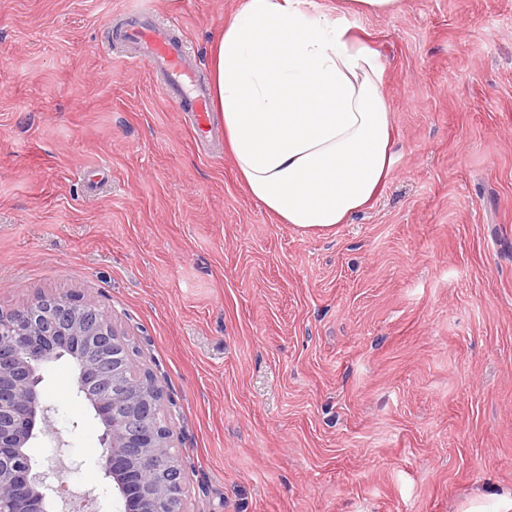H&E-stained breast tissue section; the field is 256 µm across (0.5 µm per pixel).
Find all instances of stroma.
Wrapping results in <instances>:
<instances>
[{
    "label": "stroma",
    "instance_id": "obj_1",
    "mask_svg": "<svg viewBox=\"0 0 512 512\" xmlns=\"http://www.w3.org/2000/svg\"><path fill=\"white\" fill-rule=\"evenodd\" d=\"M243 0H0V313L77 294L171 413L188 512H503L512 490V0L355 14L394 154L329 232L279 223L112 25L208 75ZM41 384L71 490L112 488L68 359Z\"/></svg>",
    "mask_w": 512,
    "mask_h": 512
}]
</instances>
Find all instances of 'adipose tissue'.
<instances>
[{"label": "adipose tissue", "instance_id": "obj_1", "mask_svg": "<svg viewBox=\"0 0 512 512\" xmlns=\"http://www.w3.org/2000/svg\"><path fill=\"white\" fill-rule=\"evenodd\" d=\"M379 51L307 0H243L210 51L212 109L248 193L280 223L329 231L391 160Z\"/></svg>", "mask_w": 512, "mask_h": 512}]
</instances>
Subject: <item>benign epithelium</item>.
Masks as SVG:
<instances>
[{
  "label": "benign epithelium",
  "mask_w": 512,
  "mask_h": 512,
  "mask_svg": "<svg viewBox=\"0 0 512 512\" xmlns=\"http://www.w3.org/2000/svg\"><path fill=\"white\" fill-rule=\"evenodd\" d=\"M69 356L77 397L102 426L105 476L116 512H187L171 451L170 413L156 378L135 380L129 344L108 317L75 296L38 298L0 316V512H53L65 482L51 464L34 471L32 439L51 430L39 385L43 364Z\"/></svg>",
  "instance_id": "obj_1"
}]
</instances>
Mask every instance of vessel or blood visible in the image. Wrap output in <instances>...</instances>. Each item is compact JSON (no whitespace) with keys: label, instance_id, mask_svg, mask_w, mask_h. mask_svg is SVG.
I'll list each match as a JSON object with an SVG mask.
<instances>
[{"label":"vessel or blood","instance_id":"vessel-or-blood-1","mask_svg":"<svg viewBox=\"0 0 512 512\" xmlns=\"http://www.w3.org/2000/svg\"><path fill=\"white\" fill-rule=\"evenodd\" d=\"M117 32L120 42L131 47L136 58L159 75L160 88L176 109L191 115L196 136L212 140L209 90L187 66L185 44L175 37L172 27L141 17L118 24Z\"/></svg>","mask_w":512,"mask_h":512}]
</instances>
